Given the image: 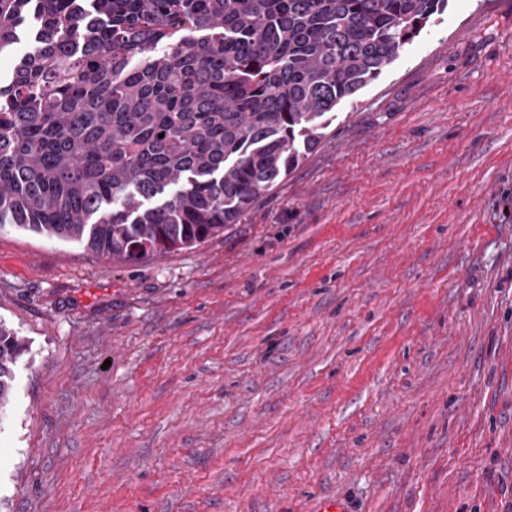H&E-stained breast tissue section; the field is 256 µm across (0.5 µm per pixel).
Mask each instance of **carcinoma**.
<instances>
[{
  "instance_id": "carcinoma-1",
  "label": "carcinoma",
  "mask_w": 512,
  "mask_h": 512,
  "mask_svg": "<svg viewBox=\"0 0 512 512\" xmlns=\"http://www.w3.org/2000/svg\"><path fill=\"white\" fill-rule=\"evenodd\" d=\"M448 0H0V230L138 260L224 234ZM164 137H159V134ZM24 342L0 322V414ZM19 35L20 41L14 46L13 50L0 55V84H4L9 81L15 60L25 53L30 47L27 31H23V26L21 27Z\"/></svg>"
}]
</instances>
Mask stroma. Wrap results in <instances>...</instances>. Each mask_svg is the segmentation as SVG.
<instances>
[{
    "mask_svg": "<svg viewBox=\"0 0 512 512\" xmlns=\"http://www.w3.org/2000/svg\"><path fill=\"white\" fill-rule=\"evenodd\" d=\"M0 512H512V0H448L223 236L0 231ZM24 342L17 333L0 322V414L7 410L13 394L15 379L14 365L21 352Z\"/></svg>",
    "mask_w": 512,
    "mask_h": 512,
    "instance_id": "obj_1",
    "label": "stroma"
}]
</instances>
